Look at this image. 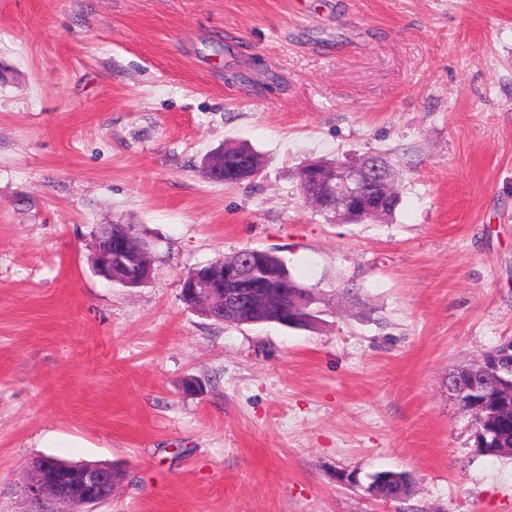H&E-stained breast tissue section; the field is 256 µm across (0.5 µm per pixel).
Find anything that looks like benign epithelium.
<instances>
[{
	"label": "benign epithelium",
	"instance_id": "benign-epithelium-1",
	"mask_svg": "<svg viewBox=\"0 0 512 512\" xmlns=\"http://www.w3.org/2000/svg\"><path fill=\"white\" fill-rule=\"evenodd\" d=\"M207 178L224 182V151L208 154L202 164ZM299 188L316 211L330 215L338 224H361L384 217L388 201L395 195L394 166L382 156L346 157L323 168L311 161L299 174ZM95 269L104 278L130 285L145 282L152 272L147 242L124 230L94 246ZM181 296L192 308L211 320L223 321L224 309H245L255 319L272 316L284 326L296 324L297 311L314 302V296L299 299L289 292L288 282L248 250L220 262L195 269L182 281ZM484 387L502 392V402L481 419L494 422L512 407V338L502 341L488 354H481L471 369ZM448 391L462 409H478L470 398L471 388L453 380ZM124 478V473L106 462H67L41 457L28 467L27 493L41 503H64L73 512H92L106 502Z\"/></svg>",
	"mask_w": 512,
	"mask_h": 512
}]
</instances>
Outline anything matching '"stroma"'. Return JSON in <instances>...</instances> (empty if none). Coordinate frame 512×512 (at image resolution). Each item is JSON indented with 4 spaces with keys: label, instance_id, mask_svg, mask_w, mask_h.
Segmentation results:
<instances>
[{
    "label": "stroma",
    "instance_id": "35a3bbf8",
    "mask_svg": "<svg viewBox=\"0 0 512 512\" xmlns=\"http://www.w3.org/2000/svg\"><path fill=\"white\" fill-rule=\"evenodd\" d=\"M232 141L259 175L204 178ZM371 153L393 215L307 206V161ZM113 223L151 245L140 286L92 269ZM245 248L315 328L183 302ZM509 337L512 0H0V512H57L24 493L41 456L122 467L95 512H512V457L447 387ZM251 157L256 159V165L250 166L251 174H258L263 167V157L248 144H228L224 146L223 151L218 149L211 152L205 157L202 168L209 180L224 183L226 178L231 180L230 177L224 176V168L242 164ZM367 478L380 501L408 498L414 489L413 480L406 472L378 471Z\"/></svg>",
    "mask_w": 512,
    "mask_h": 512
}]
</instances>
